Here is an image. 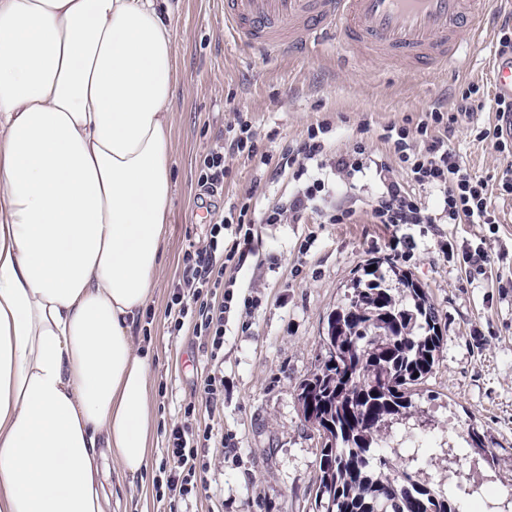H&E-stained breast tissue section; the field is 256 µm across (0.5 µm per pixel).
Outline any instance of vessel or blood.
Masks as SVG:
<instances>
[{"instance_id":"b4317fda","label":"vessel or blood","mask_w":512,"mask_h":512,"mask_svg":"<svg viewBox=\"0 0 512 512\" xmlns=\"http://www.w3.org/2000/svg\"><path fill=\"white\" fill-rule=\"evenodd\" d=\"M498 0H224L234 43L267 54L305 53L334 34L344 57L408 70H441L458 56L465 34L503 22ZM496 96L512 100V53L492 60Z\"/></svg>"}]
</instances>
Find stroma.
<instances>
[{
    "mask_svg": "<svg viewBox=\"0 0 512 512\" xmlns=\"http://www.w3.org/2000/svg\"><path fill=\"white\" fill-rule=\"evenodd\" d=\"M171 2L178 65L171 103L173 193L153 316L135 330L154 361L150 463L158 465L167 429L190 403L201 424L228 438L199 451L209 492L174 508L316 512L323 443L303 420L298 385L327 356L323 336L329 313L344 302L364 264L381 260L410 271L424 285L444 337L422 386L431 398L419 429L424 447L436 457L429 479L445 486L466 473L481 487L474 512H512L505 499L512 493V195L498 192L512 159L496 150L493 138L476 136L477 128L497 123L489 62L499 49V33L464 36L462 57L442 71L371 64L351 73L331 43L308 56L280 57L226 44L224 0ZM472 87L481 105L469 116L458 115L461 97ZM434 107L452 118L449 146L488 179L499 223H376L371 205L381 184L371 174L356 176L351 189L323 195L304 223H262L266 209L286 203L300 186L295 169H277V160L322 122L332 128L328 156L364 143L392 167L407 192L434 207V194L407 176L385 139L387 127L396 125L411 130V146L421 148L414 130ZM241 115L251 121L258 149L272 163L260 166L243 155H226L224 190L208 194L198 183L203 160ZM248 195L261 241L243 268L224 270L236 284L224 316V404L211 411L200 393L216 366L210 352L191 325L172 330L164 311L188 245L205 246L211 224ZM339 213L342 223H328V215ZM464 243L484 250L482 268L449 256V246ZM247 297L256 298L257 306L245 309ZM470 425L485 432L488 452L458 447L457 434ZM490 453L498 465L487 463ZM152 479L147 472L116 489L120 505L112 512H169L171 507L157 502Z\"/></svg>",
    "mask_w": 512,
    "mask_h": 512,
    "instance_id": "1",
    "label": "stroma"
}]
</instances>
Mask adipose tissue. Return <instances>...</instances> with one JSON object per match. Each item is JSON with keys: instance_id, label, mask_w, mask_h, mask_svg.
<instances>
[{"instance_id": "1", "label": "adipose tissue", "mask_w": 512, "mask_h": 512, "mask_svg": "<svg viewBox=\"0 0 512 512\" xmlns=\"http://www.w3.org/2000/svg\"><path fill=\"white\" fill-rule=\"evenodd\" d=\"M177 58L158 0H0V512H109L149 466Z\"/></svg>"}]
</instances>
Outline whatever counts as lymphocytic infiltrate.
I'll return each instance as SVG.
<instances>
[{
	"label": "lymphocytic infiltrate",
	"mask_w": 512,
	"mask_h": 512,
	"mask_svg": "<svg viewBox=\"0 0 512 512\" xmlns=\"http://www.w3.org/2000/svg\"><path fill=\"white\" fill-rule=\"evenodd\" d=\"M430 121L418 126L417 132L424 142L423 150L411 152L407 129H399L393 142L401 162L406 163L414 181L437 196L436 209L422 206L391 176L389 165L369 156L363 143H356L350 151L330 160L322 139L328 133V124L322 123L310 129L308 138L282 157V166H297L299 173L308 177L309 183L299 189L286 205L267 210L264 223H300L312 210L317 197L329 192L334 176H352L374 169L382 184V191L372 207L373 216L380 224H434L439 217H447L450 223L467 221L470 224H495L499 221L491 201L487 181L472 172L456 151L448 146L447 135L430 133V124H442L443 114L433 109ZM246 153L248 158L258 159L268 165L267 155L259 154L252 126L249 121H239L237 127L228 129L223 146L212 150L205 160V171L200 177L202 186L214 192L222 189L227 170L225 154ZM251 210L250 202L229 208L227 215L210 228V238L205 249L186 251L181 276L172 285L170 300L164 317L174 329L191 324L193 333L212 355H219L224 348V315L231 309L233 291L224 287V266L219 258L224 253L246 259L252 253L253 228L247 227L246 217ZM243 228L242 248H225L224 230L229 226ZM194 405L184 409V419L174 424L166 439V454L160 460L153 478L158 500H185L197 496L206 489V467L198 458L201 443L214 437L212 426L193 425Z\"/></svg>",
	"instance_id": "lymphocytic-infiltrate-1"
}]
</instances>
